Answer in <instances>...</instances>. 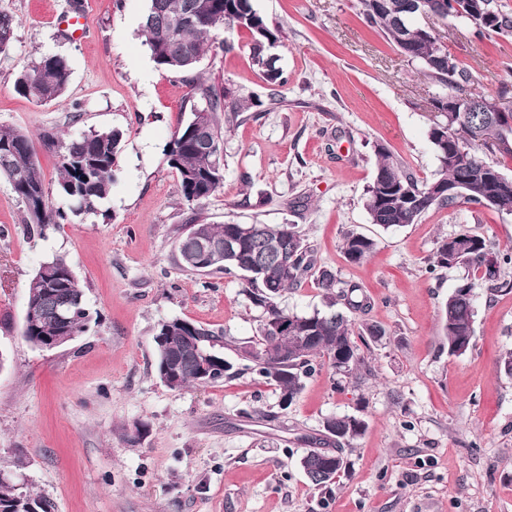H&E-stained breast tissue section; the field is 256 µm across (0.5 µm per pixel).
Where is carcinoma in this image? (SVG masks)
Listing matches in <instances>:
<instances>
[{
    "instance_id": "obj_1",
    "label": "carcinoma",
    "mask_w": 512,
    "mask_h": 512,
    "mask_svg": "<svg viewBox=\"0 0 512 512\" xmlns=\"http://www.w3.org/2000/svg\"><path fill=\"white\" fill-rule=\"evenodd\" d=\"M401 0H356L363 23L395 46L411 63L420 64L424 76L442 89L433 100L437 115L428 130L433 144L438 169L429 181H421L408 172L404 163L378 146V164L375 177L367 187L364 207L370 222L383 229L417 224L433 208L453 209L460 203L491 207L512 215V178H503L492 188L488 178L501 174L499 162L492 154L512 159V126L505 127L493 115L475 112L471 116L477 134L460 121L461 113L448 111V95L468 98H486L488 94L474 88V76L468 67L441 45L437 34L428 33L413 23V19L399 17L390 6ZM490 20L475 30L478 37L494 40L497 36L512 34V15L502 9L497 0H486ZM194 20L184 21L189 14ZM18 26L16 17L0 12V52L5 51L14 38ZM218 28L244 30L250 34V58L260 68L267 85L269 100L282 102L280 88L286 84L283 71L271 64L263 66L264 48L278 47L281 27L269 22L253 7L252 0H149L140 30L153 62L171 74L192 71L206 51L204 38ZM68 61L58 55H42L32 60L16 76L14 88L18 94L35 104H47L59 99L70 80ZM193 94L202 108L192 109L188 121L179 127L166 149L169 165L178 173V192L182 199L201 205L214 196L223 182L209 178L214 156L201 151L194 125L204 127L208 138L224 149V126H231L250 108L245 102L234 101L228 92L204 82L191 84ZM453 124L457 139L470 142L465 154L456 152L448 144V124ZM44 146L58 158L57 194L65 205L57 206L45 185L30 136L21 129L0 126V178L7 180L23 205L22 224L28 235L43 234L51 224H62L69 215H96L112 191V172L122 150L124 132L119 128L90 130L80 137L65 139L53 131L41 134ZM471 171L472 180L463 190L467 198L432 191L434 185L454 186L460 182L462 169ZM198 233L213 242H222L234 232L237 251L224 255L223 265L216 268L226 274L239 273L247 282L248 294L256 306L263 309L264 320L260 337L253 345L243 346V357L254 363L255 370L264 378H274L280 400L293 402L303 390L305 381L317 373L318 360L325 359L331 367L339 366L351 375L361 363L357 339L369 337L378 340L386 335L377 324H367L355 333L350 314L368 307L366 297L359 296L356 285L341 286L330 270L316 269V259L302 231L296 224H211L201 216L192 220ZM288 246L294 256V272L282 277L276 272V246ZM376 241L362 234H348L344 238L345 259L358 264L369 257ZM434 263L439 267L458 265L486 270L512 265V249L499 257H488L484 237L466 229L438 243ZM55 279L54 298L46 299L43 281ZM314 278L326 298L325 311L294 313L279 305V298L290 288L298 287L308 278ZM478 284L463 278L442 304L441 330L448 344V354L460 356L474 346L475 294ZM26 297L32 303L36 318L22 323L20 336L31 347L37 348L44 339L57 336L59 322L55 307L70 308L73 317L70 333H85L94 320L85 301V292L75 278L68 260L55 256L43 263L26 284ZM283 318L295 327L287 332L271 328ZM185 323L196 336L189 344L175 337L165 354L156 353V370L164 364L179 370L177 384L171 391L188 386H206L224 380L232 366L224 363V338L203 325L181 318L169 320L176 327ZM207 362L217 375L208 381L198 376L200 363ZM327 435L336 438V451L310 448L300 459L308 480L315 487H326L336 482L347 470V460L340 446L360 436L365 421L355 416H333L325 420ZM0 512H56L54 500L46 493L27 488L20 492L14 486L0 482Z\"/></svg>"
}]
</instances>
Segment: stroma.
I'll list each match as a JSON object with an SVG mask.
<instances>
[{
	"label": "stroma",
	"instance_id": "stroma-1",
	"mask_svg": "<svg viewBox=\"0 0 512 512\" xmlns=\"http://www.w3.org/2000/svg\"><path fill=\"white\" fill-rule=\"evenodd\" d=\"M89 31L58 25L69 0H0L18 20L0 53V125L25 130L55 188L58 158L40 141L52 130L124 131L109 198L99 214L74 216L27 236L22 205L0 179V470L21 471L52 496L57 512H512V268L480 280L475 345L449 355L440 309L471 267L435 266L441 238L463 229L492 249L512 248V215L461 204L419 223L371 224L364 193L377 148L419 180L437 161L427 131L439 88L361 22L353 0H252L282 29L277 65L282 104L250 108L224 132V186L202 206L178 192L165 148L198 100L188 82L158 69L140 32L148 0H83ZM467 65L478 90L508 76L512 37L478 40L462 19L430 22ZM244 31L212 32L194 75L246 100L263 94ZM42 55L67 59L57 101L35 104L14 89ZM221 224H296L319 266L370 300L355 325L385 328L361 346L356 376L329 367L289 407L239 347L259 335L263 310L234 274L198 275L178 261L177 241L195 216ZM377 242L352 264L343 238ZM56 255L69 261L98 322L71 344L33 349L18 334L25 284ZM172 318L223 334L234 372L214 386L174 392L155 372L154 333ZM354 415L364 433L345 446V474L312 486L299 465L310 448L335 449L323 422ZM144 423L147 434L128 441Z\"/></svg>",
	"mask_w": 512,
	"mask_h": 512
}]
</instances>
